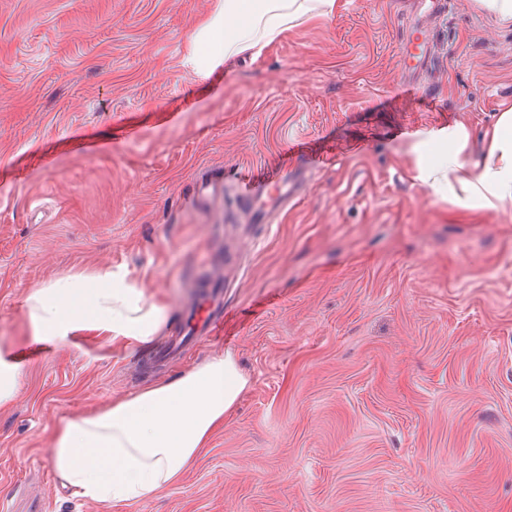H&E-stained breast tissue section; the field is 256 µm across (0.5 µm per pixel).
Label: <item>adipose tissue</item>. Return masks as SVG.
I'll return each instance as SVG.
<instances>
[{"label":"adipose tissue","mask_w":512,"mask_h":512,"mask_svg":"<svg viewBox=\"0 0 512 512\" xmlns=\"http://www.w3.org/2000/svg\"><path fill=\"white\" fill-rule=\"evenodd\" d=\"M341 6V0H220L200 36L211 62L257 57L302 19ZM468 148L464 125L421 132L412 145L416 180L461 206H512V105L485 131L480 162L468 163ZM27 318L37 340L68 342L93 333L129 351L148 347L168 321L163 304L112 271L49 281L29 296ZM247 385L227 353L145 386L67 422L53 439L55 473L81 499L112 506L152 499L181 482Z\"/></svg>","instance_id":"ef3b65f1"}]
</instances>
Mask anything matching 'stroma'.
<instances>
[{"instance_id":"35a3bbf8","label":"stroma","mask_w":512,"mask_h":512,"mask_svg":"<svg viewBox=\"0 0 512 512\" xmlns=\"http://www.w3.org/2000/svg\"><path fill=\"white\" fill-rule=\"evenodd\" d=\"M219 0H0V407L5 512H512V208L434 198L413 135L463 124L472 155L512 103V22L479 0H346L258 58L205 68ZM425 31L438 65L406 67ZM298 140L334 162L244 223L202 168ZM224 334L159 371L102 340L35 342L26 299L121 270L177 329L214 266ZM230 353L249 379L180 485L108 510L48 450L69 420ZM18 366L0 350V407L12 400L18 392Z\"/></svg>"}]
</instances>
